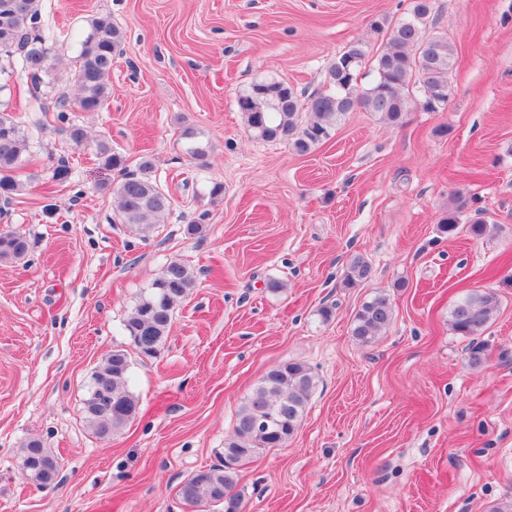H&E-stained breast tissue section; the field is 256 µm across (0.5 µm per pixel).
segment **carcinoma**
Wrapping results in <instances>:
<instances>
[{
    "label": "carcinoma",
    "instance_id": "cac0c4a2",
    "mask_svg": "<svg viewBox=\"0 0 512 512\" xmlns=\"http://www.w3.org/2000/svg\"><path fill=\"white\" fill-rule=\"evenodd\" d=\"M433 10L432 0H410L406 16L391 30L375 58V77L358 90L359 68L366 56L361 42L352 43L328 70L327 90L305 96L288 84L259 81L237 99L249 130L263 140H286L305 153L326 140L341 118L357 109L373 112L393 129L407 123L409 98L416 95L421 109L438 112L451 97L449 74L455 52L441 34L423 35ZM123 33L108 18H93L73 60L75 95H49L55 77L48 66L51 48L41 34L40 0H0V75L11 78L24 72L30 78L33 103L38 112L56 113V121L77 146L88 140L71 112H97L109 97L107 78L112 59L120 53ZM29 150V140L14 112L0 107V196L22 191L14 172ZM153 164L145 155L140 172L126 174L114 189L116 209L123 224L148 227L170 210L171 198L148 172ZM29 250L28 239L15 231H0V261L20 259ZM372 267L357 255L349 263L346 283L356 286L371 277ZM196 282L192 267L168 264L147 291L137 299L125 322V330L137 353L159 354L171 328L174 308ZM496 297L474 291L452 308L448 322L461 336H476L490 321ZM393 319L389 296L378 293L366 300L355 315L352 335L362 344L372 342ZM131 360L117 349L92 376L83 412L88 428L100 439L112 438L132 422L139 400L129 389ZM317 385L312 370L301 363L285 362L260 378L237 412L232 434L224 441L219 464L199 470L180 486L178 494L192 507L205 508L219 499L224 512H240L236 491L240 467L266 448L288 443L299 428L308 401ZM24 474L47 485L58 474V461L41 441L23 445Z\"/></svg>",
    "mask_w": 512,
    "mask_h": 512
}]
</instances>
